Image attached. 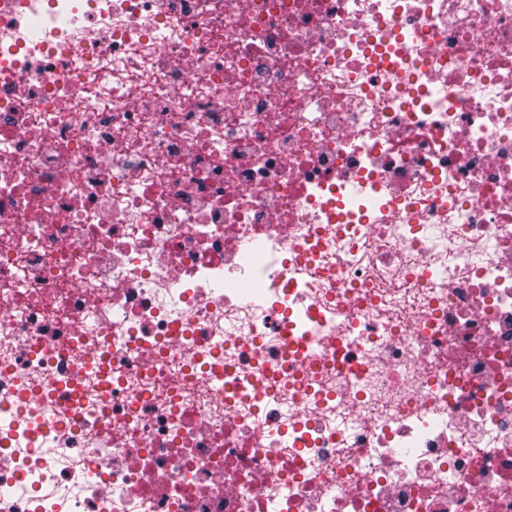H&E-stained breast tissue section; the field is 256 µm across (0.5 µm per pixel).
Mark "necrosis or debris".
I'll return each instance as SVG.
<instances>
[{
    "label": "necrosis or debris",
    "instance_id": "obj_1",
    "mask_svg": "<svg viewBox=\"0 0 512 512\" xmlns=\"http://www.w3.org/2000/svg\"><path fill=\"white\" fill-rule=\"evenodd\" d=\"M0 512H512V0H0Z\"/></svg>",
    "mask_w": 512,
    "mask_h": 512
}]
</instances>
